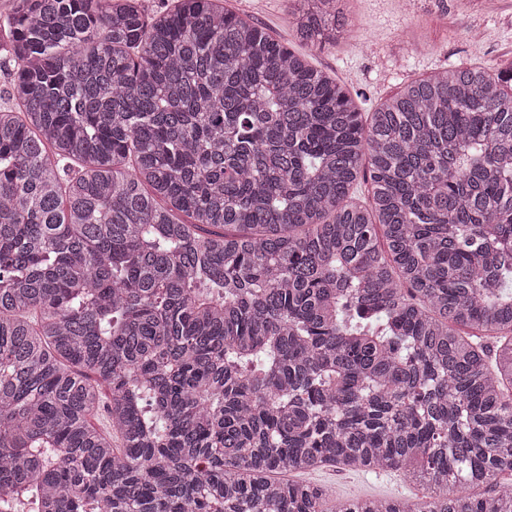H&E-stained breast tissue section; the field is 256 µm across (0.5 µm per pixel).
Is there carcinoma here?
Segmentation results:
<instances>
[{
	"mask_svg": "<svg viewBox=\"0 0 512 512\" xmlns=\"http://www.w3.org/2000/svg\"><path fill=\"white\" fill-rule=\"evenodd\" d=\"M6 44L0 512H326L318 467L512 512V65L361 112L218 0H15Z\"/></svg>",
	"mask_w": 512,
	"mask_h": 512,
	"instance_id": "1",
	"label": "carcinoma"
}]
</instances>
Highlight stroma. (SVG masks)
<instances>
[{
    "mask_svg": "<svg viewBox=\"0 0 512 512\" xmlns=\"http://www.w3.org/2000/svg\"><path fill=\"white\" fill-rule=\"evenodd\" d=\"M270 34L304 54L309 63L343 84L369 112L407 82L464 61L485 67L512 59V0H341L353 34L323 47L295 39L292 22L303 0H223ZM323 487L327 504L339 500L422 499V487L403 472H345L333 467L300 474Z\"/></svg>",
    "mask_w": 512,
    "mask_h": 512,
    "instance_id": "stroma-1",
    "label": "stroma"
}]
</instances>
